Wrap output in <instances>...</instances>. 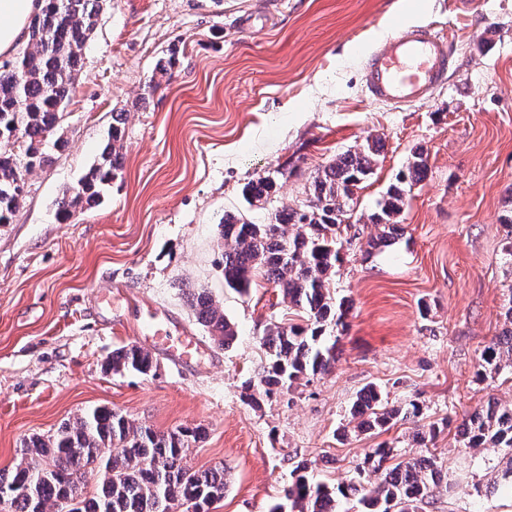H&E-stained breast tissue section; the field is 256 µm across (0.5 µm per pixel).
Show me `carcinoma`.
<instances>
[{
	"mask_svg": "<svg viewBox=\"0 0 512 512\" xmlns=\"http://www.w3.org/2000/svg\"><path fill=\"white\" fill-rule=\"evenodd\" d=\"M105 0H44V7L29 23L30 49L0 63V141L25 143L23 155L0 150V224L12 220L25 194L26 175L50 162L42 142L59 128L74 94L75 72L83 48ZM122 114L114 116L108 143L98 161L78 186L64 192L58 203L59 217L70 218L83 202L98 199L121 168ZM377 142L368 141L336 156L312 177L307 198L296 207L271 213L269 222L255 224L228 215L221 225L224 240V286L238 293L251 288L257 276L271 282L303 313L304 323L273 324L263 337L267 364L252 390L271 396L300 381L329 372L336 362L337 340L324 336L326 327L344 325L348 311L336 302L329 284L342 262L337 239L345 222L354 191L372 173ZM423 152L416 149L406 171L391 185L369 216L379 232L366 245L371 250L394 240L407 192L426 177ZM276 193V181L260 176L249 182L244 195L251 206L265 205ZM197 321L219 346L231 347L238 331L204 289L188 299ZM115 373L149 374L151 356L136 346L112 354ZM512 368V329L503 339L485 348L478 376L492 378ZM416 405L402 411L379 405L370 385L362 388L351 407V417L362 431H387L400 415L415 416ZM469 450L506 448L512 451V406L490 404L477 409L460 427ZM195 427L161 433L138 426L109 407L91 409L74 422L65 423L45 438H32L9 477L0 475V487L17 494L7 512H210L224 498V469H195L187 464L190 443L201 439ZM391 449H372L360 469L362 478L349 483H313L309 465L300 462L284 490L289 512H338L344 500L357 501L360 512H424L431 489L441 480L435 457L421 455L389 463ZM96 475L94 491L76 483L84 475Z\"/></svg>",
	"mask_w": 512,
	"mask_h": 512,
	"instance_id": "carcinoma-1",
	"label": "carcinoma"
}]
</instances>
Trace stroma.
I'll return each instance as SVG.
<instances>
[{
    "label": "stroma",
    "instance_id": "stroma-1",
    "mask_svg": "<svg viewBox=\"0 0 512 512\" xmlns=\"http://www.w3.org/2000/svg\"><path fill=\"white\" fill-rule=\"evenodd\" d=\"M398 23L454 34L447 85L402 109L371 101L361 70ZM175 45L180 64L160 76ZM117 112V178L60 220L63 191L98 160ZM58 133L66 149L27 175L16 216L0 224V473L31 438L105 406L159 432L201 427L188 464L228 479L212 512H270L303 460L315 480H353L382 445L401 459L435 455L450 485L425 512H512L511 495L474 490L499 479L503 449L465 450L459 434L488 400L512 405V373L477 375L512 296V0H423L412 15L399 0H104ZM368 138L380 151L330 286L349 302L334 368L252 405L241 391L266 362L262 336L301 317L264 279L246 294L225 288L224 218L266 223ZM417 148L427 174L395 218L401 233L367 252V217ZM278 171L272 203L249 206L244 186ZM202 287L237 327L230 348L188 304ZM167 316L205 345L191 367L157 353L147 376L107 369ZM369 383L389 405L418 404L419 417L349 428ZM432 423L437 437L416 440Z\"/></svg>",
    "mask_w": 512,
    "mask_h": 512
}]
</instances>
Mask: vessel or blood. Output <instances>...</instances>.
<instances>
[{
  "label": "vessel or blood",
  "mask_w": 512,
  "mask_h": 512,
  "mask_svg": "<svg viewBox=\"0 0 512 512\" xmlns=\"http://www.w3.org/2000/svg\"><path fill=\"white\" fill-rule=\"evenodd\" d=\"M450 36L428 26L400 24L369 53L363 73L367 96L396 107L424 103L444 85L450 57ZM154 346L167 351L176 366L187 365L199 344L192 337L175 338L168 329H154Z\"/></svg>",
  "instance_id": "vessel-or-blood-1"
}]
</instances>
